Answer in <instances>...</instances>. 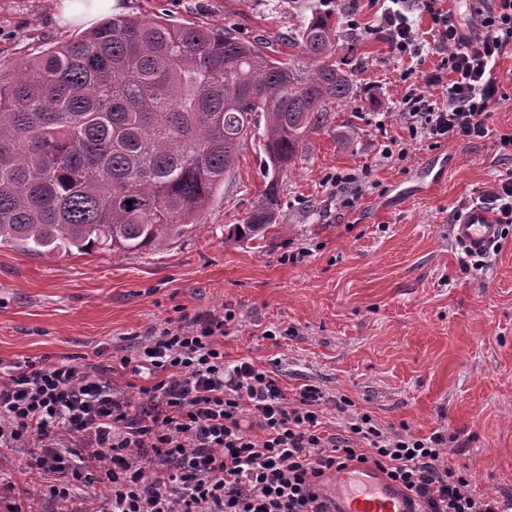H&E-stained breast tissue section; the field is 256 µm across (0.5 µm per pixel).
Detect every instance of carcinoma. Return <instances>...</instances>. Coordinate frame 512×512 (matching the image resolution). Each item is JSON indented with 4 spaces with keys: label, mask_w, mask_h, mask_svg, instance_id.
Returning a JSON list of instances; mask_svg holds the SVG:
<instances>
[{
    "label": "carcinoma",
    "mask_w": 512,
    "mask_h": 512,
    "mask_svg": "<svg viewBox=\"0 0 512 512\" xmlns=\"http://www.w3.org/2000/svg\"><path fill=\"white\" fill-rule=\"evenodd\" d=\"M335 36L312 12L288 41L300 68L227 29L120 15L0 75V245L162 250L200 223L261 128L271 178L236 233L264 236L280 174L353 97Z\"/></svg>",
    "instance_id": "carcinoma-1"
}]
</instances>
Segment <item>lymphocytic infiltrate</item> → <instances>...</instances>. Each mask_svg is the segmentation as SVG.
Returning <instances> with one entry per match:
<instances>
[{
	"label": "lymphocytic infiltrate",
	"mask_w": 512,
	"mask_h": 512,
	"mask_svg": "<svg viewBox=\"0 0 512 512\" xmlns=\"http://www.w3.org/2000/svg\"><path fill=\"white\" fill-rule=\"evenodd\" d=\"M388 0L375 32L400 60L439 55L396 106L411 139L480 140L499 97L495 69L512 48V0H489L468 33L440 0ZM444 91L434 99L430 87ZM232 313L181 319L114 362L26 359L0 370V451L29 449L28 472L72 512L79 492H101L93 512H330L322 480L370 465L401 486L420 512H512V496L476 489V469L449 466L448 437L385 431L368 414L348 434L324 431V396L313 386L287 397L276 376L247 359L226 364ZM143 380L137 395L116 370Z\"/></svg>",
	"instance_id": "lymphocytic-infiltrate-1"
}]
</instances>
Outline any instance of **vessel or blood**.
Wrapping results in <instances>:
<instances>
[{
	"instance_id": "vessel-or-blood-1",
	"label": "vessel or blood",
	"mask_w": 512,
	"mask_h": 512,
	"mask_svg": "<svg viewBox=\"0 0 512 512\" xmlns=\"http://www.w3.org/2000/svg\"><path fill=\"white\" fill-rule=\"evenodd\" d=\"M450 231L454 240L477 252L498 240L500 227L489 210L472 206L459 214ZM326 489L336 502L337 512H413L406 495L371 468L341 470Z\"/></svg>"
}]
</instances>
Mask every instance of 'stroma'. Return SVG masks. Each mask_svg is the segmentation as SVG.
Returning <instances> with one entry per match:
<instances>
[{
	"label": "stroma",
	"mask_w": 512,
	"mask_h": 512,
	"mask_svg": "<svg viewBox=\"0 0 512 512\" xmlns=\"http://www.w3.org/2000/svg\"><path fill=\"white\" fill-rule=\"evenodd\" d=\"M60 0H0V67L22 64L81 33L61 24ZM336 19V56L355 94L279 181L276 223L243 240L236 224L269 181L251 137L201 222L161 251L37 256L0 246V361L95 363L130 353L176 318L232 311L231 360L277 374L288 395L325 396L324 427L350 415L427 438L448 436V462L477 466L479 492L512 493V224L483 263L464 256L449 223L512 171L499 139L512 135V55L496 69L502 98L489 135L432 148L411 140L394 101L402 64L373 35L368 0H115L113 11L168 15L272 43L285 58L312 10ZM401 144L406 157L383 158ZM362 173L344 204L331 180ZM347 398L340 413L336 402Z\"/></svg>",
	"instance_id": "obj_1"
}]
</instances>
